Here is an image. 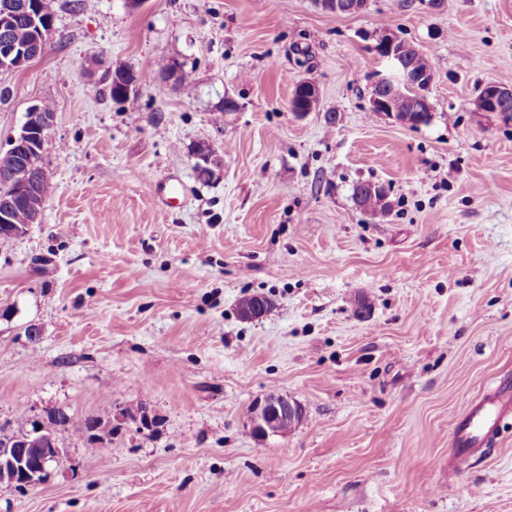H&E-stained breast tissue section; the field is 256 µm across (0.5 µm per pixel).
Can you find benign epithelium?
<instances>
[{
  "instance_id": "7a95c632",
  "label": "benign epithelium",
  "mask_w": 512,
  "mask_h": 512,
  "mask_svg": "<svg viewBox=\"0 0 512 512\" xmlns=\"http://www.w3.org/2000/svg\"><path fill=\"white\" fill-rule=\"evenodd\" d=\"M367 0H320L322 8L336 14H354L363 11ZM29 15L36 27L35 39L30 44L21 45L8 40L0 45V68L15 71L25 68L46 52L49 37L53 31L54 19L42 15L39 0H0V29L9 30L15 16L20 13ZM410 47L391 34L382 35L375 51L384 62V69L376 75L373 82L375 93L371 97V111L383 112L401 124L420 125L431 116L432 106L426 89L431 80L418 74L408 64ZM299 91L303 96L301 107L291 108L292 113L303 118L314 111L319 104V90L307 80L299 81ZM512 101V87L498 83L483 87L474 101L477 112H496L498 104ZM54 113L46 112L36 104L27 113V121L20 132L12 137L9 148L0 154V170L7 173L18 166L21 155L40 156L44 152L45 140L42 133L53 125ZM195 168L212 176L223 165V158L212 147L194 154ZM45 196L39 187L29 180H12L11 193L0 198V228L15 237H20L26 228L10 223V213L18 203L28 204L31 211V223L40 221ZM298 405L287 396L268 400L256 399L251 405L252 433L264 440L271 436L283 435L299 420ZM24 448H35L33 456L16 452H0V466L11 473L9 484L19 488L33 486L58 462L60 449L56 448L48 435L37 431L17 439Z\"/></svg>"
}]
</instances>
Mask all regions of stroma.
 Listing matches in <instances>:
<instances>
[{
    "mask_svg": "<svg viewBox=\"0 0 512 512\" xmlns=\"http://www.w3.org/2000/svg\"><path fill=\"white\" fill-rule=\"evenodd\" d=\"M386 32L430 61L429 123L370 109ZM116 68L121 102L96 85ZM505 80L512 0H55L45 54L0 72V150L54 112L41 219L0 242V433L46 422L62 453L0 483V512H512L511 417L448 464L474 399L512 383V122L472 105ZM199 145L224 160L206 181ZM255 294L274 309L242 320ZM272 390L303 415L260 440ZM88 416L107 447L74 433ZM299 91L304 97L300 108L292 107L291 111L297 118H303L313 112L319 104V90L315 84L307 80H300ZM72 427L75 432L86 435L89 440L106 437L110 442V438H112V421L110 419L103 420L97 416H88L79 424H73Z\"/></svg>",
    "mask_w": 512,
    "mask_h": 512,
    "instance_id": "obj_1",
    "label": "stroma"
}]
</instances>
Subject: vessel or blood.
Wrapping results in <instances>:
<instances>
[{
  "label": "vessel or blood",
  "instance_id": "obj_1",
  "mask_svg": "<svg viewBox=\"0 0 512 512\" xmlns=\"http://www.w3.org/2000/svg\"><path fill=\"white\" fill-rule=\"evenodd\" d=\"M510 414L512 388L497 386L458 423L454 436L455 446L466 453L486 447L489 440L496 436L500 421Z\"/></svg>",
  "mask_w": 512,
  "mask_h": 512
}]
</instances>
